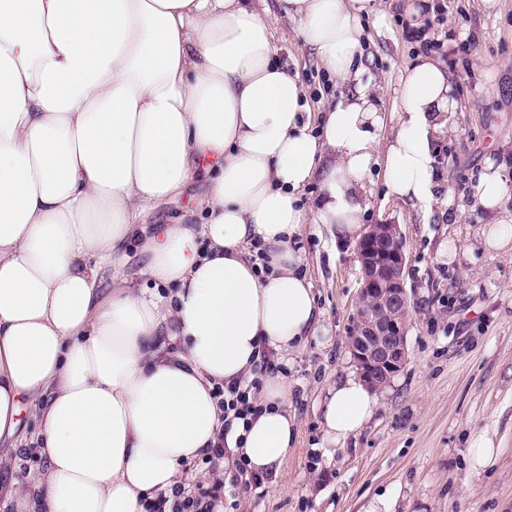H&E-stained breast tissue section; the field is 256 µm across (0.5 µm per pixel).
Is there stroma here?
I'll return each instance as SVG.
<instances>
[{"instance_id": "35a3bbf8", "label": "stroma", "mask_w": 512, "mask_h": 512, "mask_svg": "<svg viewBox=\"0 0 512 512\" xmlns=\"http://www.w3.org/2000/svg\"><path fill=\"white\" fill-rule=\"evenodd\" d=\"M405 0H380L369 20L361 76L383 111L398 108L401 73L420 54L414 32L435 41L431 55L457 85L460 110L435 143V175L450 184L462 208L456 220L385 198L382 177L364 183V223L399 225L406 240L404 280L411 302L408 360L362 431L341 444L327 441L321 407L329 387L358 370L348 337L359 297L355 245L335 242L318 226L301 240L306 270L321 311V329L285 368L289 409L299 422L295 448L277 474L261 484L232 486L223 469L193 460L180 481L220 489L224 512H364L377 496L393 512H512V257L487 250L490 215L471 206V187L487 158L505 160L512 183V0L497 12L481 0H425L414 28ZM274 40L283 63L297 69L313 111L349 93L305 48L289 21ZM204 180L149 211L148 224H170L193 210ZM502 448L493 462L472 469L468 447L481 434Z\"/></svg>"}]
</instances>
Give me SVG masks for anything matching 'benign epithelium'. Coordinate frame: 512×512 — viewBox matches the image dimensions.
Listing matches in <instances>:
<instances>
[{
	"instance_id": "1",
	"label": "benign epithelium",
	"mask_w": 512,
	"mask_h": 512,
	"mask_svg": "<svg viewBox=\"0 0 512 512\" xmlns=\"http://www.w3.org/2000/svg\"><path fill=\"white\" fill-rule=\"evenodd\" d=\"M359 302L350 349L362 379L386 387L407 362L411 302L404 283L406 242L397 224H369L355 248Z\"/></svg>"
}]
</instances>
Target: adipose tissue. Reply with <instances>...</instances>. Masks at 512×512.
<instances>
[{"instance_id": "adipose-tissue-1", "label": "adipose tissue", "mask_w": 512, "mask_h": 512, "mask_svg": "<svg viewBox=\"0 0 512 512\" xmlns=\"http://www.w3.org/2000/svg\"><path fill=\"white\" fill-rule=\"evenodd\" d=\"M279 3L0 0V453L17 452L28 409L45 459L7 512H144L221 439L250 472H277L299 425L283 374L256 366L265 352L287 363L319 329L304 226L359 239L375 166L386 197L453 206L432 152L459 110L442 65L423 54L406 69L383 137L358 83L377 0ZM282 15L355 86L316 123L298 73L274 59ZM505 172L486 160L472 200L492 217L486 247L507 254ZM202 176L196 215L144 223ZM254 378L261 413L222 433L215 386ZM376 405L359 379L332 387L327 439L346 441Z\"/></svg>"}]
</instances>
